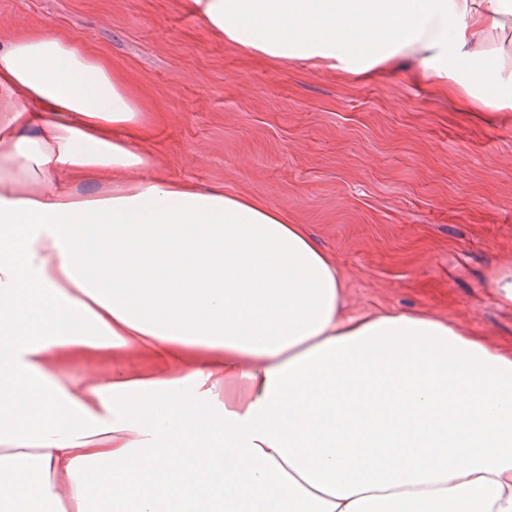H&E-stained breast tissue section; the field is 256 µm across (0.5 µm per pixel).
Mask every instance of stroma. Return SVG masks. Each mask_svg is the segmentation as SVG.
Segmentation results:
<instances>
[{
  "instance_id": "stroma-1",
  "label": "stroma",
  "mask_w": 512,
  "mask_h": 512,
  "mask_svg": "<svg viewBox=\"0 0 512 512\" xmlns=\"http://www.w3.org/2000/svg\"><path fill=\"white\" fill-rule=\"evenodd\" d=\"M91 43L160 118L169 177L259 195L336 261L348 309L423 313L512 346V111L470 112L403 63L377 80L273 64L180 0H0V35Z\"/></svg>"
}]
</instances>
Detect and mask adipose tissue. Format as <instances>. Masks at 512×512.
I'll return each instance as SVG.
<instances>
[{"label": "adipose tissue", "mask_w": 512, "mask_h": 512, "mask_svg": "<svg viewBox=\"0 0 512 512\" xmlns=\"http://www.w3.org/2000/svg\"><path fill=\"white\" fill-rule=\"evenodd\" d=\"M215 39L512 110V0H183ZM91 47L0 42V512H512V350L347 311L266 200L165 176ZM138 355L144 369L125 366ZM112 374L69 381L71 359Z\"/></svg>", "instance_id": "obj_1"}]
</instances>
